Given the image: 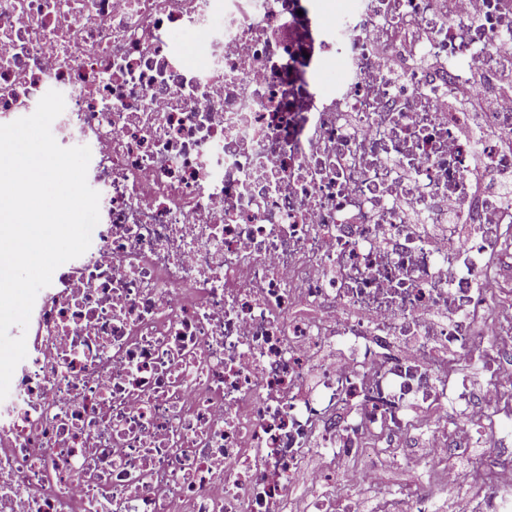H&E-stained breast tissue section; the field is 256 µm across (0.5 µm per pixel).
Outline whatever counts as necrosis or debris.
<instances>
[{
  "mask_svg": "<svg viewBox=\"0 0 512 512\" xmlns=\"http://www.w3.org/2000/svg\"><path fill=\"white\" fill-rule=\"evenodd\" d=\"M459 3L0 0V124L61 92L100 194L0 401V512H512L475 475L512 443V6Z\"/></svg>",
  "mask_w": 512,
  "mask_h": 512,
  "instance_id": "4bbe7bcc",
  "label": "necrosis or debris"
}]
</instances>
